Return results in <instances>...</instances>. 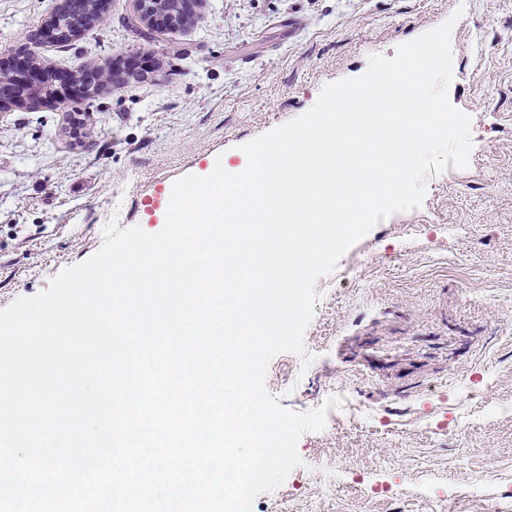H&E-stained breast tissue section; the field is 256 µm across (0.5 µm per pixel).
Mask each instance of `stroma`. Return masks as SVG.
<instances>
[{
  "mask_svg": "<svg viewBox=\"0 0 512 512\" xmlns=\"http://www.w3.org/2000/svg\"><path fill=\"white\" fill-rule=\"evenodd\" d=\"M58 3L0 0V67ZM457 10L449 100L472 120L471 161L317 280L313 360L275 356L265 386L295 412L341 405L252 512H512V0H201L193 24L149 39L131 0H109L76 40H38L56 90L76 62L113 84L0 112V309L93 255L110 218L158 232L155 188L239 164L325 85Z\"/></svg>",
  "mask_w": 512,
  "mask_h": 512,
  "instance_id": "obj_1",
  "label": "stroma"
}]
</instances>
